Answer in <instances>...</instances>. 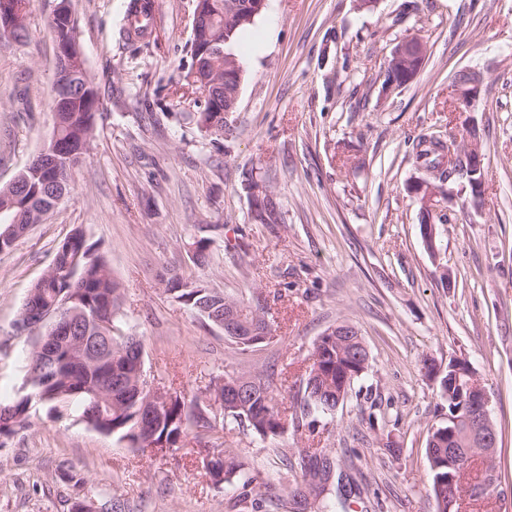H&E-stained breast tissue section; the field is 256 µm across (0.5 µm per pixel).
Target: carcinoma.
I'll use <instances>...</instances> for the list:
<instances>
[{
	"label": "carcinoma",
	"instance_id": "carcinoma-1",
	"mask_svg": "<svg viewBox=\"0 0 512 512\" xmlns=\"http://www.w3.org/2000/svg\"><path fill=\"white\" fill-rule=\"evenodd\" d=\"M212 13L216 25L201 29L191 34L189 52H194L196 41H206L208 37L224 39V56L215 57L199 68L197 81L209 78L215 69H226L234 79L224 81V109L232 108L236 95L239 94L242 69L234 44L239 33L249 27L255 20L253 0H212ZM197 126L207 136L233 137L232 118H227L222 129H209L202 125L204 113H196ZM96 113L88 111L87 103L77 98L68 103V111L60 115L57 129L60 153L69 156V168H74L81 161L95 128ZM455 140H445L435 132L420 133L412 139V160L415 168L423 174L422 180L432 184L439 191H445V184L452 177L458 176L472 183L477 179L473 175L466 154L454 148ZM57 187L44 182L37 172L26 169L22 177L19 193L23 198L19 205L14 199L4 196L0 188V206L5 211L0 213V228L5 229L19 213L24 215L35 210L47 214L51 206L50 198ZM261 223H273L272 215L275 203L272 197L265 195L255 200ZM51 266L32 286L30 292L45 307L58 308L63 301L68 307L78 311L80 335L103 349V363L88 367L80 363L56 361L46 365L43 378L28 380V391L18 400L0 407L7 415L6 424L0 429L8 435L16 428L24 426L32 407L38 403L47 404L54 411L64 410L75 417H82L91 404L90 396L82 388L102 392L108 389L109 380L104 374L105 368L117 365L123 359L126 348L124 336L126 327L121 315L122 291L120 283L112 276L108 257L105 252L86 242L82 228L75 227L57 247ZM165 291L177 302L189 307L212 325L224 319L226 310L232 308L243 317L244 322L258 328L269 325L268 312L261 303L252 304L242 298L232 297L210 288L202 282L187 281L177 275L166 280ZM111 297V326L102 327L95 319L98 305L106 297ZM340 332L339 342L328 348L325 339L319 338L311 353L312 363L305 382L303 403L304 414L310 412L328 414L336 409L332 400L341 392H349L359 376L354 374L355 366L369 360L368 351L355 328L349 324L336 326ZM235 376L226 372L220 378H211L205 391L187 400L182 392H175V400L167 407L160 408L151 420L154 441L177 447L181 436L192 427L208 430L216 429L217 424L231 419L245 423L261 437L278 436L288 428H300L296 418H287L278 406L270 390L269 381L260 374H253L257 385L250 388L252 403L248 410H236L234 407H222L220 412L210 416L202 414L200 401L206 397L218 396V391L226 389L224 382ZM449 372H444L439 381V395L448 408V425L434 430L427 440V458L432 473L430 494L434 499L436 512H461L460 498H455L453 505H448V473L456 478V493H461L466 474L476 462L485 465L482 486L485 487L483 500L473 502L475 510L482 512L493 500L504 495L501 476L496 472L494 461H485V457L497 454V450L480 444L478 438L498 439L499 432L492 419L472 427L474 434L465 433L455 441H448V428L453 426V419L463 408L464 397L460 390L448 379ZM144 397L130 394L110 406H103V411L94 421L93 429L127 443L140 452L146 446L139 442L137 429ZM206 457L209 461L205 467L214 487L221 489L225 484H235L241 490L240 496L246 499L255 490L254 479L245 472V464L239 455L230 448H208ZM302 467L301 482L297 483L294 495L303 497L304 505L316 512H332V501L327 496L329 481L334 470V462L329 455L320 451H307Z\"/></svg>",
	"mask_w": 512,
	"mask_h": 512
}]
</instances>
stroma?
<instances>
[{"label": "stroma", "mask_w": 512, "mask_h": 512, "mask_svg": "<svg viewBox=\"0 0 512 512\" xmlns=\"http://www.w3.org/2000/svg\"><path fill=\"white\" fill-rule=\"evenodd\" d=\"M130 0H71L77 39L103 103L95 134L62 201L0 252V400L24 393L32 340L15 322L31 286L74 227L108 253L124 287L123 318L142 337L145 368L193 397L211 377L263 372L280 406H300L317 338L353 325L369 367L315 431L260 438L230 422L190 430L153 458L74 416L33 409L0 437V512H70L96 483L113 512H238L235 487L214 488L206 448L239 453L279 512H304L289 488L298 459L320 448L346 512H435L426 446L447 425L438 370L466 358L499 432L495 464L512 482V0H266L240 38L242 79L227 150L203 137L176 95L191 63L192 0H154L156 22L125 35ZM57 0H33L21 38L0 37V187L47 144L53 127ZM418 37L425 59L406 85L384 88L392 48ZM480 73L472 108L452 87ZM476 128L484 156L480 196L462 180L431 204L437 254L419 231V173L409 138L425 129L462 137ZM256 169L280 223L254 217L240 173ZM211 225V265L189 250ZM199 280L263 303L273 338L241 350L165 291L160 273Z\"/></svg>", "instance_id": "obj_1"}]
</instances>
